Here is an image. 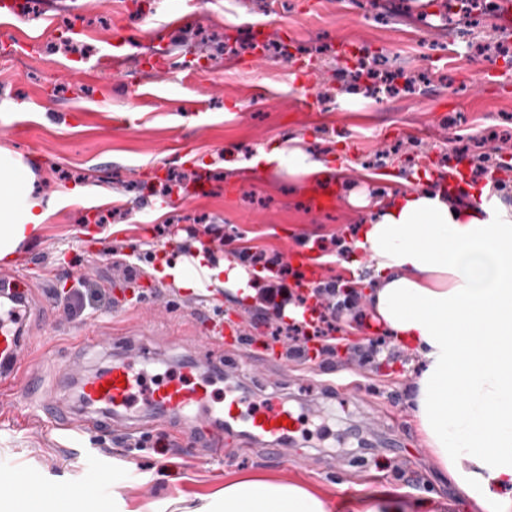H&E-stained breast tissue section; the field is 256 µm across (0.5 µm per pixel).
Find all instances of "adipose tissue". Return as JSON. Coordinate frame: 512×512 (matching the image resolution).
<instances>
[{
  "mask_svg": "<svg viewBox=\"0 0 512 512\" xmlns=\"http://www.w3.org/2000/svg\"><path fill=\"white\" fill-rule=\"evenodd\" d=\"M249 163L320 184L333 173L296 138L258 148ZM33 178L0 150L1 261L52 214L33 197ZM350 201L374 211L354 243L377 276L372 313L426 364L413 409L424 441L478 512H512V201L488 185L451 198L430 182L397 197L354 192ZM161 274L192 291L244 290L250 281L241 267L208 265L201 253ZM214 512L333 508L301 486L247 476L225 484Z\"/></svg>",
  "mask_w": 512,
  "mask_h": 512,
  "instance_id": "obj_1",
  "label": "adipose tissue"
}]
</instances>
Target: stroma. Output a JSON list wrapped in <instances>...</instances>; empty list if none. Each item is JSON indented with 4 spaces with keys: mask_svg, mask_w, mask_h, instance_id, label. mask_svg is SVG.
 Returning <instances> with one entry per match:
<instances>
[{
    "mask_svg": "<svg viewBox=\"0 0 512 512\" xmlns=\"http://www.w3.org/2000/svg\"><path fill=\"white\" fill-rule=\"evenodd\" d=\"M37 0L13 29L0 33V149L19 155L35 174L34 193L54 212L9 267L35 265L49 271L38 283L24 354L27 363L44 354L71 361L81 354V335L94 332L157 349L152 375L161 376L193 344L204 314L222 315L225 326L259 339L247 313V299L219 289L210 293L176 288L154 279L140 307L115 299L112 283L141 278L122 254L163 249L166 262H182L173 246L153 236L156 224L171 225L178 239L208 230L223 246L220 259L233 260L240 246L286 252L300 239L331 235L356 240L368 209L353 206L349 190L394 195L404 177L419 169L426 154L442 156L461 132L504 129L512 146V86L487 83L481 58L468 44L498 40L512 45V31H495L487 19L489 0ZM183 10L181 32L165 33L169 14ZM288 29L295 56L317 57L311 85L292 63L266 56L253 62L242 50L245 25ZM35 40L33 50L18 39ZM345 39L384 58L392 69L422 75L415 90L394 97L346 99L333 82L336 42ZM204 59L195 76L183 73L185 55ZM331 159L339 187L326 206L313 202L311 182L295 184L286 173L247 165L256 148L286 138ZM237 168H227V160ZM202 173L204 194L193 189L163 195L169 175ZM83 195H73V188ZM119 203L120 218L100 225L85 221L100 198ZM101 290L96 312L71 316L62 294L76 279ZM423 369L409 354L404 369L376 376L352 367L363 393L359 411H336L323 450L296 447L278 459L234 435L224 438L228 460L206 461L179 440L177 423L164 430L177 442L167 455L146 448L126 453L122 432L97 434L88 449L73 443L21 405H0V471L16 465L36 471L40 482L8 496L15 512H65L71 489L102 500L103 512H198L221 498L225 484L248 475L295 484L337 504L357 492L396 491L405 512H475L450 481L443 479L411 411L415 382ZM327 376L311 368L288 371L272 364L251 384L302 399L319 397ZM403 428L409 451L375 468L384 454L377 433ZM126 463L132 472L101 499L89 466Z\"/></svg>",
    "mask_w": 512,
    "mask_h": 512,
    "instance_id": "35a3bbf8",
    "label": "stroma"
}]
</instances>
